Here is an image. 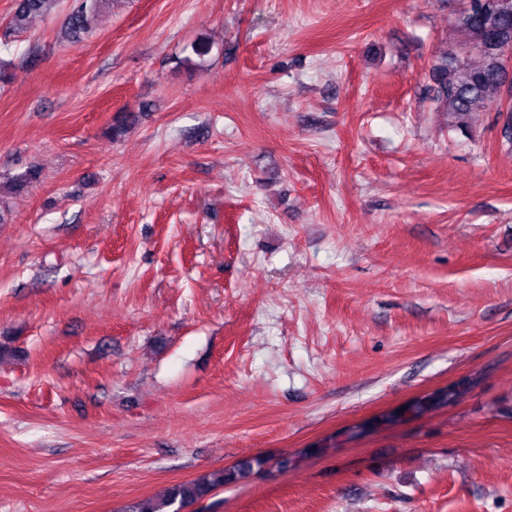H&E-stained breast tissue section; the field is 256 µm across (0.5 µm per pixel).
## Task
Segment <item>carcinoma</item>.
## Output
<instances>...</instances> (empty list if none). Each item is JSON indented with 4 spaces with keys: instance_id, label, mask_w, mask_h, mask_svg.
I'll return each instance as SVG.
<instances>
[{
    "instance_id": "carcinoma-1",
    "label": "carcinoma",
    "mask_w": 512,
    "mask_h": 512,
    "mask_svg": "<svg viewBox=\"0 0 512 512\" xmlns=\"http://www.w3.org/2000/svg\"><path fill=\"white\" fill-rule=\"evenodd\" d=\"M60 2L15 0L7 29L26 31L32 19L51 14ZM107 4L108 0H72L65 37L77 39L91 31ZM452 25L460 39L437 55L429 69L433 100L448 112V127L453 129L467 130L476 112L495 113L502 137L512 150V71L505 63V57L512 52V42L495 39L497 32L512 35V0H467ZM40 177L41 170L30 167L0 181V223L4 221L5 196L22 193ZM264 463L261 457L244 459L233 468L175 484L160 496L139 499L127 512H181L213 489L245 477Z\"/></svg>"
}]
</instances>
